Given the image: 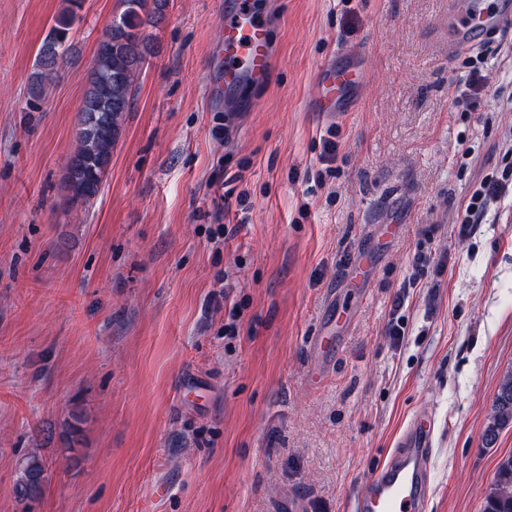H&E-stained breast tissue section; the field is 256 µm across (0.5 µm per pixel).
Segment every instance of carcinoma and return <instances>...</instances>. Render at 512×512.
Returning <instances> with one entry per match:
<instances>
[{"mask_svg": "<svg viewBox=\"0 0 512 512\" xmlns=\"http://www.w3.org/2000/svg\"><path fill=\"white\" fill-rule=\"evenodd\" d=\"M120 12L103 29L106 40L98 43L76 116V147L64 163L63 194L58 207L65 213L86 207L99 192L112 160L125 115L131 108L133 87L147 57L154 52L147 26L164 18L167 0H120ZM79 0H66L62 12L42 40L30 77V97L43 99L61 68L75 51L69 42ZM512 425V373L503 377L491 404L486 444ZM46 466L37 454L21 462L15 496L24 503L43 495ZM483 512H512V455L500 459L484 498Z\"/></svg>", "mask_w": 512, "mask_h": 512, "instance_id": "obj_1", "label": "carcinoma"}]
</instances>
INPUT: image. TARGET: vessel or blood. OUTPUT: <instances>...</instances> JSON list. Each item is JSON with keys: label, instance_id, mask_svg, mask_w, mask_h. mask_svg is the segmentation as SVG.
<instances>
[{"label": "vessel or blood", "instance_id": "b4317fda", "mask_svg": "<svg viewBox=\"0 0 512 512\" xmlns=\"http://www.w3.org/2000/svg\"><path fill=\"white\" fill-rule=\"evenodd\" d=\"M224 24V66L212 74V93L232 92L263 82L277 62L267 18L249 0H227ZM504 29H512V0H448V53L456 55L483 46ZM318 97L309 102L313 112L329 119L342 118L358 87V65L339 66L329 60L317 72ZM434 418L417 414L399 439L388 460L362 484L351 512H425L430 493V458Z\"/></svg>", "mask_w": 512, "mask_h": 512}]
</instances>
